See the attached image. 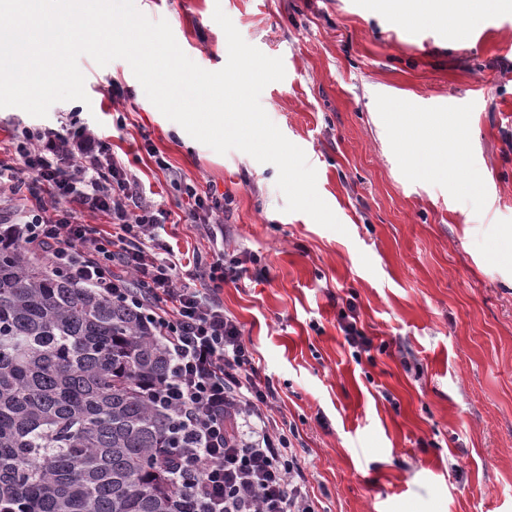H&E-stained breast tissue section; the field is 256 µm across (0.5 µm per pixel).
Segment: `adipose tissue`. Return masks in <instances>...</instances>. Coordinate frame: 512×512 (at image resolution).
Wrapping results in <instances>:
<instances>
[{"instance_id": "1", "label": "adipose tissue", "mask_w": 512, "mask_h": 512, "mask_svg": "<svg viewBox=\"0 0 512 512\" xmlns=\"http://www.w3.org/2000/svg\"><path fill=\"white\" fill-rule=\"evenodd\" d=\"M395 14L405 23L435 22L444 24L460 20L464 12L462 0H391ZM464 133L449 136L425 117L412 114L404 122V134L398 143L408 163L419 173L445 171L448 177L460 178L455 164L459 143Z\"/></svg>"}]
</instances>
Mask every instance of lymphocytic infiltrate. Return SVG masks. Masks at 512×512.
<instances>
[{
	"label": "lymphocytic infiltrate",
	"instance_id": "lymphocytic-infiltrate-1",
	"mask_svg": "<svg viewBox=\"0 0 512 512\" xmlns=\"http://www.w3.org/2000/svg\"><path fill=\"white\" fill-rule=\"evenodd\" d=\"M12 161L0 160V184L20 194L19 220L6 240L43 249L50 266L138 313L171 359L147 392L177 424L180 448L171 469L195 512H317L293 424L273 421L275 398L262 382L240 326L220 293L223 251L182 260L157 229L170 213L148 204L108 139L73 126L22 129ZM180 222L216 241L225 199L192 184ZM108 217L107 227L87 223Z\"/></svg>",
	"mask_w": 512,
	"mask_h": 512
}]
</instances>
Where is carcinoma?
I'll return each mask as SVG.
<instances>
[{"label": "carcinoma", "instance_id": "obj_1", "mask_svg": "<svg viewBox=\"0 0 512 512\" xmlns=\"http://www.w3.org/2000/svg\"><path fill=\"white\" fill-rule=\"evenodd\" d=\"M169 364L135 312L0 245V512H190L144 391Z\"/></svg>", "mask_w": 512, "mask_h": 512}]
</instances>
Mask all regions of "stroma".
<instances>
[{"label": "stroma", "mask_w": 512, "mask_h": 512, "mask_svg": "<svg viewBox=\"0 0 512 512\" xmlns=\"http://www.w3.org/2000/svg\"><path fill=\"white\" fill-rule=\"evenodd\" d=\"M135 5L166 20L205 70L227 62L218 7L247 43L282 58L285 77L261 105L305 151L344 232L284 212L274 165L192 138L122 59L80 57L88 102L55 103L44 118L0 108V142L76 116L109 137L155 205L175 209L181 196L147 142L182 181L231 196L224 252L239 266L224 310L273 381L275 420L299 429L320 512H512V0L458 31L393 24L366 0ZM394 105L466 130L459 164L475 189L407 166ZM349 302L372 358L344 342Z\"/></svg>", "instance_id": "35a3bbf8"}]
</instances>
